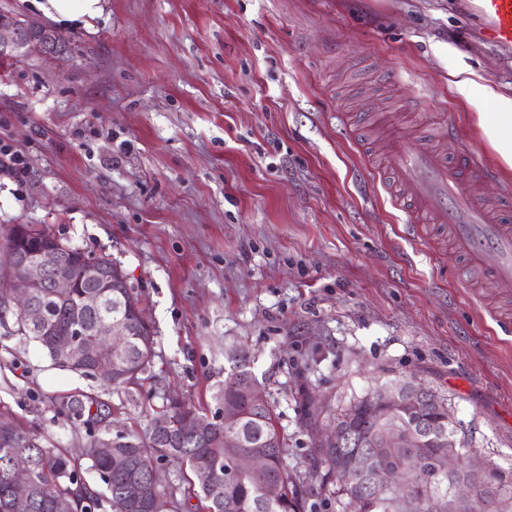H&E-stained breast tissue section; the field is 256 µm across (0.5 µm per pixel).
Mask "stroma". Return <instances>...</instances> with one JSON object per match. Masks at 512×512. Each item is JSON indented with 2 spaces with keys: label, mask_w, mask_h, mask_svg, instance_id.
<instances>
[{
  "label": "stroma",
  "mask_w": 512,
  "mask_h": 512,
  "mask_svg": "<svg viewBox=\"0 0 512 512\" xmlns=\"http://www.w3.org/2000/svg\"><path fill=\"white\" fill-rule=\"evenodd\" d=\"M483 26L472 0H105L74 31L78 60L0 63V147L27 162L0 172V246L11 225L46 224L111 255L154 328L150 373L104 391L6 317L0 414L75 455L87 434L57 418V396L100 391L116 432L173 397L212 415L243 351L292 471L314 407L405 380L446 399L468 458L512 471V335L493 320L512 296L447 243L407 238L374 178L386 129L492 167L474 199L512 184L482 129L493 103L453 79L512 93V49Z\"/></svg>",
  "instance_id": "obj_1"
}]
</instances>
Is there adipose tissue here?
I'll return each instance as SVG.
<instances>
[{"mask_svg":"<svg viewBox=\"0 0 512 512\" xmlns=\"http://www.w3.org/2000/svg\"><path fill=\"white\" fill-rule=\"evenodd\" d=\"M34 5L44 18L63 29L87 24L103 11L102 0H34ZM459 84L470 95L494 102L495 111L483 131L502 163L512 170V96L495 91L472 72Z\"/></svg>","mask_w":512,"mask_h":512,"instance_id":"1","label":"adipose tissue"}]
</instances>
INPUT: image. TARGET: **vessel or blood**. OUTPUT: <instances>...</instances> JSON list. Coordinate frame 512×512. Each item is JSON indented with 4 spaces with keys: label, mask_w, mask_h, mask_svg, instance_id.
I'll return each mask as SVG.
<instances>
[{
    "label": "vessel or blood",
    "mask_w": 512,
    "mask_h": 512,
    "mask_svg": "<svg viewBox=\"0 0 512 512\" xmlns=\"http://www.w3.org/2000/svg\"><path fill=\"white\" fill-rule=\"evenodd\" d=\"M486 21V34L498 45L512 47V0H476ZM380 174L395 199L410 214L409 227L429 225L447 238L466 270L512 293V197L477 203L465 182L485 181L491 173L476 161L451 162L429 143L410 148L396 135L385 138Z\"/></svg>",
    "instance_id": "b4317fda"
}]
</instances>
